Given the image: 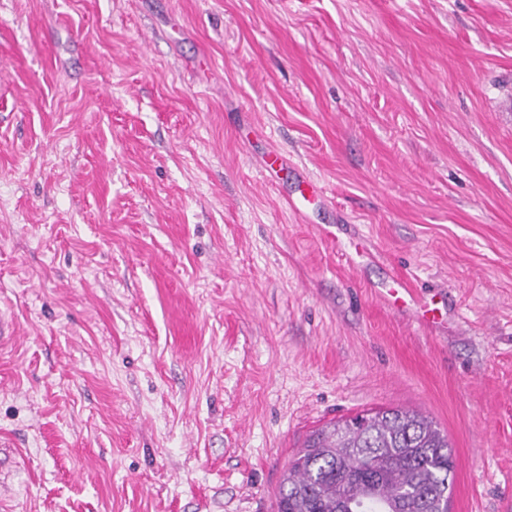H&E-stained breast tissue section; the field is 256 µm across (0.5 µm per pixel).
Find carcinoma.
Here are the masks:
<instances>
[{
    "instance_id": "cac0c4a2",
    "label": "carcinoma",
    "mask_w": 512,
    "mask_h": 512,
    "mask_svg": "<svg viewBox=\"0 0 512 512\" xmlns=\"http://www.w3.org/2000/svg\"><path fill=\"white\" fill-rule=\"evenodd\" d=\"M454 468L448 436L424 414H358L309 434L277 512H448Z\"/></svg>"
}]
</instances>
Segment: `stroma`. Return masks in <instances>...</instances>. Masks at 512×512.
Masks as SVG:
<instances>
[{"label": "stroma", "mask_w": 512, "mask_h": 512, "mask_svg": "<svg viewBox=\"0 0 512 512\" xmlns=\"http://www.w3.org/2000/svg\"><path fill=\"white\" fill-rule=\"evenodd\" d=\"M0 318V512H276L387 408L512 512V0H0Z\"/></svg>", "instance_id": "stroma-1"}]
</instances>
